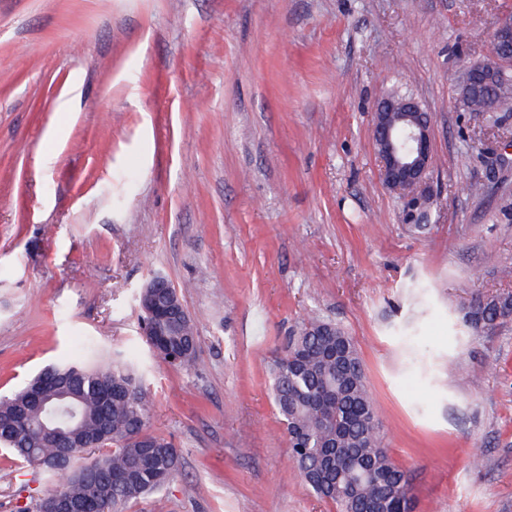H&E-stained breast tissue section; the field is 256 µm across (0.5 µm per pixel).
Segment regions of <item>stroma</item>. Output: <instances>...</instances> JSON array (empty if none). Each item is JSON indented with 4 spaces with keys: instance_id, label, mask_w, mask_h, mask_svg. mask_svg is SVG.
Here are the masks:
<instances>
[{
    "instance_id": "35a3bbf8",
    "label": "stroma",
    "mask_w": 512,
    "mask_h": 512,
    "mask_svg": "<svg viewBox=\"0 0 512 512\" xmlns=\"http://www.w3.org/2000/svg\"><path fill=\"white\" fill-rule=\"evenodd\" d=\"M512 0H0V394L76 344L144 362L180 472L125 512H336L303 483L269 367L317 315L359 350L414 512H512V104L466 112ZM431 118L417 211L384 183L379 99ZM479 193H472V185ZM179 292L198 360L149 355ZM46 490L0 452V512ZM389 112H419L420 118L426 122L429 117L423 112L415 98L407 97L402 99L385 98L377 106L374 113V141L376 143V127H381L386 121V115ZM512 318V294H502L486 300H478L466 313L468 326L472 329L492 327L499 320Z\"/></svg>"
}]
</instances>
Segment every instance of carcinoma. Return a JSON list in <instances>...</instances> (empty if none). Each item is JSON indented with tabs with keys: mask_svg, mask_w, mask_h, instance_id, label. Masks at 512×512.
<instances>
[{
	"mask_svg": "<svg viewBox=\"0 0 512 512\" xmlns=\"http://www.w3.org/2000/svg\"><path fill=\"white\" fill-rule=\"evenodd\" d=\"M512 101V67L467 98L463 110H484L489 94ZM512 318V294L480 300L466 313L473 329ZM155 358L190 368L197 363V330L190 317L179 324L149 320L142 329ZM271 389L285 424L290 458L319 499L337 512H413L409 478L383 448L359 352L342 327L309 317L274 360ZM149 401L141 378L127 364L89 361L43 369L23 388L0 397V447L32 467L49 485L35 504L51 512L53 499L84 498L97 484L98 512H122L129 502L161 491L180 470L170 443L147 431ZM73 433L85 448L62 458L42 435L43 426Z\"/></svg>",
	"mask_w": 512,
	"mask_h": 512,
	"instance_id": "1",
	"label": "carcinoma"
}]
</instances>
